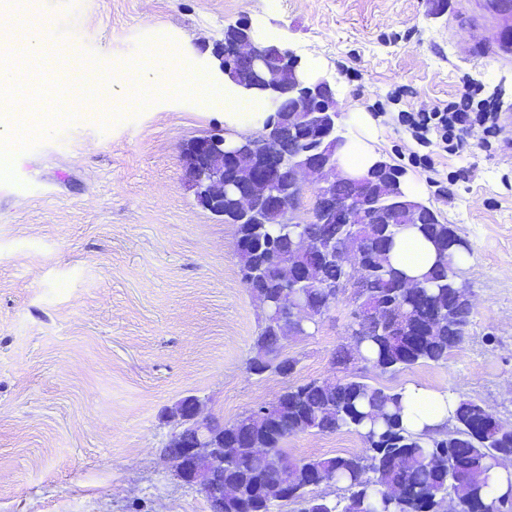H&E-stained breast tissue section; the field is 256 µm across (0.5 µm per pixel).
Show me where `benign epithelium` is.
<instances>
[{
  "label": "benign epithelium",
  "instance_id": "benign-epithelium-1",
  "mask_svg": "<svg viewBox=\"0 0 512 512\" xmlns=\"http://www.w3.org/2000/svg\"><path fill=\"white\" fill-rule=\"evenodd\" d=\"M239 38L225 41L213 52L221 73L238 82L246 90L267 93L268 102L275 106L283 88L295 93L300 105L286 119L296 131L327 134L329 139L321 154L303 157L296 152L297 142L283 146L278 133L268 124L261 133L251 139L235 143L226 142L224 135L211 134L193 140L187 147V175L190 188L198 202L218 216L229 208L248 220L261 212L288 214V222L296 223L295 212L298 194L304 187L303 177L320 179L316 189L314 213L324 217L329 224H350L365 200L358 193L346 198L336 197L338 176L325 178L328 171H336V148L343 139L333 136L341 115L336 111L330 83L318 78L307 81L299 76L300 58L281 45L265 44L255 38L253 27L240 22ZM227 158L233 173L224 177V164L216 158ZM325 260L341 265H352L345 249H332L324 254L314 237L301 232L295 239L294 250L288 259L277 262L281 271L293 263H315ZM319 308L298 307L294 311L283 309L279 320L281 335L301 336L299 326L292 324L294 317L320 318ZM180 419L162 457L182 482L200 487L207 502L224 505V496L232 490L224 481L212 479V475L224 473V423L206 412V405L198 398L181 404Z\"/></svg>",
  "mask_w": 512,
  "mask_h": 512
}]
</instances>
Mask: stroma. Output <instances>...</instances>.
Listing matches in <instances>:
<instances>
[{"label": "stroma", "mask_w": 512, "mask_h": 512, "mask_svg": "<svg viewBox=\"0 0 512 512\" xmlns=\"http://www.w3.org/2000/svg\"><path fill=\"white\" fill-rule=\"evenodd\" d=\"M48 24L50 52L20 70L13 127L25 140L0 176V512H209L161 456L183 397L230 422L285 387L336 379L354 308L339 296L309 335L288 338V376L251 375L261 310L245 288L235 228L197 205L184 148L235 136L224 107L193 93L135 103L119 69L175 44L185 71L210 67L241 21L321 60L341 115L380 126L381 155L472 247L460 275L472 325L447 360L370 381L446 390L512 424V62L491 44L512 25L493 0H14ZM103 75L97 109L54 97L67 50ZM493 101L495 136L472 124L458 153L413 139L405 118L464 90ZM290 458L359 453L351 432L299 434Z\"/></svg>", "instance_id": "1"}]
</instances>
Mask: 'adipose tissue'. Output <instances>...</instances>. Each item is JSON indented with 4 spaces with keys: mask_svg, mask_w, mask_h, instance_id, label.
I'll use <instances>...</instances> for the list:
<instances>
[{
    "mask_svg": "<svg viewBox=\"0 0 512 512\" xmlns=\"http://www.w3.org/2000/svg\"><path fill=\"white\" fill-rule=\"evenodd\" d=\"M4 35L17 42L28 59H40L46 51V25L37 16H19L0 8V37ZM185 52V47L174 45L162 58L149 52L144 53L122 68L120 83L135 93L155 94L159 89L161 73L169 71L171 63L182 58ZM99 83L98 69L87 67L82 70L78 82L55 84L54 93L68 101L71 111L92 112L96 109ZM176 84L190 87L209 97L222 98L224 118L228 124L243 130H260L258 117L267 109L264 96L245 91L230 79L220 78L219 74L211 71L182 74ZM350 122L357 133L337 150L336 166L340 175L360 178L366 176L380 159L376 147V120L369 113L354 112L350 115ZM389 258L394 267L416 281L435 265L438 255L434 245L417 226L409 225L397 236ZM402 401V423L413 433L445 426L458 405L457 397L448 391H433L415 384L403 388Z\"/></svg>",
    "mask_w": 512,
    "mask_h": 512,
    "instance_id": "adipose-tissue-1",
    "label": "adipose tissue"
}]
</instances>
